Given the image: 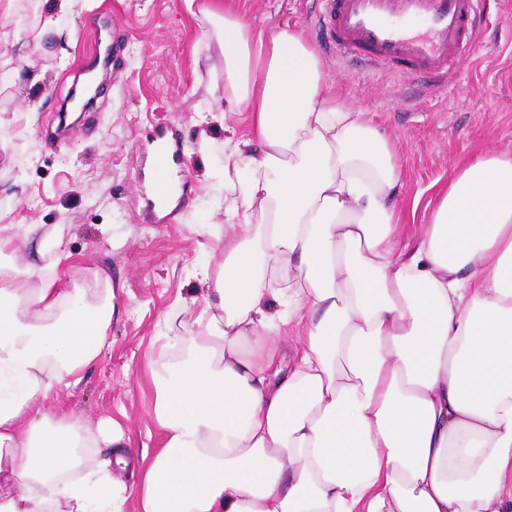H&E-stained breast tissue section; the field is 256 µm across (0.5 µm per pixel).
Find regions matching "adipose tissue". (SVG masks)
<instances>
[{"instance_id":"1","label":"adipose tissue","mask_w":512,"mask_h":512,"mask_svg":"<svg viewBox=\"0 0 512 512\" xmlns=\"http://www.w3.org/2000/svg\"><path fill=\"white\" fill-rule=\"evenodd\" d=\"M203 15L224 62V249L197 330L153 372L163 448L105 418H53L107 345L108 275L21 270L0 233V512H512V152L474 153L419 232L398 156L328 93L299 29ZM31 287H22V279Z\"/></svg>"}]
</instances>
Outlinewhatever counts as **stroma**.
Here are the masks:
<instances>
[{"instance_id": "stroma-1", "label": "stroma", "mask_w": 512, "mask_h": 512, "mask_svg": "<svg viewBox=\"0 0 512 512\" xmlns=\"http://www.w3.org/2000/svg\"><path fill=\"white\" fill-rule=\"evenodd\" d=\"M223 2L256 27L288 22L317 39L316 0ZM14 12L13 21H0V225H40L70 254L57 266L63 279L99 269L117 292L110 349L76 386L53 392L45 409L89 426L118 419L153 451L161 433L149 370L193 334L184 307L205 306L197 273L224 248L223 128L246 133V116L222 126L212 120L224 99L223 63L202 41L205 19L184 0H74L59 19L64 37L45 39L24 58L16 41L33 38L41 9L37 0H16ZM107 38L119 51L99 95L85 118L65 115L70 130L56 137L61 106ZM321 60L330 93L368 112L393 141L396 201L412 212L411 226L425 223L461 161L487 148L512 152V0H487L477 51L436 95L420 94L393 70ZM160 133L176 151L180 188L161 216L145 185Z\"/></svg>"}]
</instances>
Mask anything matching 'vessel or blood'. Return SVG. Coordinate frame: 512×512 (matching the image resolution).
I'll list each match as a JSON object with an SVG mask.
<instances>
[{"instance_id": "vessel-or-blood-1", "label": "vessel or blood", "mask_w": 512, "mask_h": 512, "mask_svg": "<svg viewBox=\"0 0 512 512\" xmlns=\"http://www.w3.org/2000/svg\"><path fill=\"white\" fill-rule=\"evenodd\" d=\"M314 27L329 52L427 78L442 91L478 44L482 0H321ZM424 30H414L415 22Z\"/></svg>"}]
</instances>
